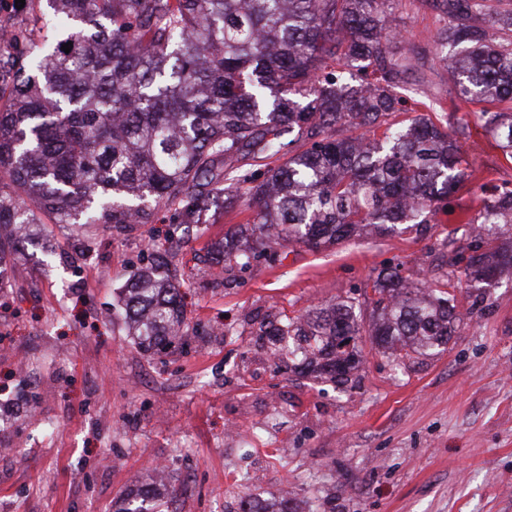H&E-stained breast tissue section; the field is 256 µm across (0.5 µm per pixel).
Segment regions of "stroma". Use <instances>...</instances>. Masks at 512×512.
Returning a JSON list of instances; mask_svg holds the SVG:
<instances>
[{
	"label": "stroma",
	"instance_id": "stroma-1",
	"mask_svg": "<svg viewBox=\"0 0 512 512\" xmlns=\"http://www.w3.org/2000/svg\"><path fill=\"white\" fill-rule=\"evenodd\" d=\"M44 10L34 0L0 23L26 24L38 47L55 34ZM393 12L402 36L387 49L409 60L405 109L467 132L468 179L448 219L291 245L221 275L203 257L246 223L239 204L188 228L166 208L149 224H45L0 289V439L14 446L0 457V512H113L159 464L167 512H237L284 494L299 512H512V278L459 290L458 333L418 363L397 366L362 336L351 388L278 368L252 334L268 316L357 296L383 268L421 279L444 237L469 242L458 210L476 213L482 188L512 189V159L475 121L478 104L453 92L435 0H396ZM168 235L188 328L147 354L117 289Z\"/></svg>",
	"mask_w": 512,
	"mask_h": 512
}]
</instances>
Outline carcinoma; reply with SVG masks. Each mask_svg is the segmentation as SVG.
<instances>
[{
    "instance_id": "cac0c4a2",
    "label": "carcinoma",
    "mask_w": 512,
    "mask_h": 512,
    "mask_svg": "<svg viewBox=\"0 0 512 512\" xmlns=\"http://www.w3.org/2000/svg\"><path fill=\"white\" fill-rule=\"evenodd\" d=\"M395 0H48L58 39L38 50L28 29L0 27V288L15 240L41 224H149L175 207L181 223L235 200L250 228L209 245L213 266L246 269L288 244L310 248L437 224L466 180L460 138L398 105L405 61L383 39ZM448 24L438 41L456 93L485 103L478 122L512 158V3L437 0ZM73 43L70 52L62 45ZM349 127L356 134L336 137ZM295 134L297 150L280 138ZM465 246L444 238L460 277L438 268L422 281L396 268L369 276L363 296L378 322L374 344L399 365L433 356L461 322L455 291L512 272V190H482ZM169 239L134 275L124 299L132 335L156 350L183 323L184 295ZM293 354L353 385L361 363L356 299L297 317L260 321ZM140 482L114 512H163Z\"/></svg>"
}]
</instances>
